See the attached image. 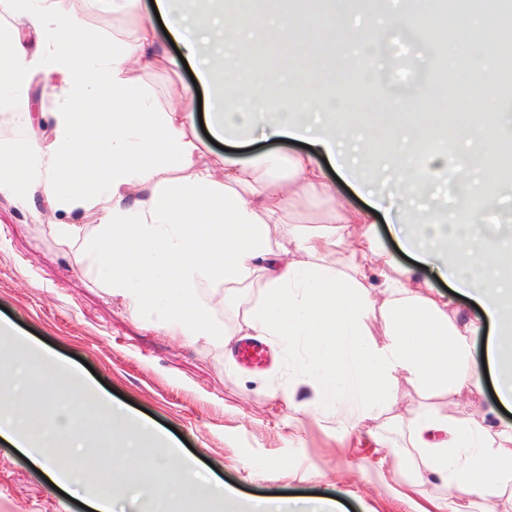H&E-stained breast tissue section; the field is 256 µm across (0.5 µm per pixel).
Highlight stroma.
Here are the masks:
<instances>
[{"mask_svg": "<svg viewBox=\"0 0 512 512\" xmlns=\"http://www.w3.org/2000/svg\"><path fill=\"white\" fill-rule=\"evenodd\" d=\"M389 37L398 52L438 74L461 68L469 56L447 50L433 62L422 42L406 32L393 30ZM53 110L52 95L35 79L28 116L1 114L0 139L23 137L33 120L50 124ZM360 110L368 140L378 137L380 123L401 121L409 110L421 113V134L440 120L426 101L404 104L383 85L364 98ZM45 209V203L23 207L0 194V321L73 367L134 420L168 432L201 471L235 489L241 501L322 497L335 500L337 512H424L434 505L440 512H477L451 498L445 483L424 475L421 458L407 446L403 421L422 410L451 420L478 418L480 410L498 403L493 376L484 377L479 393L425 394L398 380L389 411L342 430L335 410L303 408L311 392L299 376L295 352L271 343L262 362L243 359L247 310L259 289L237 291L217 311L230 345L174 338L156 318L109 296L91 274L73 266L52 231L60 217ZM372 233L408 270L412 287L448 294L435 269L399 250L387 224L377 222ZM85 427L88 466L107 469V448L121 432L92 410ZM91 498V488L83 487L76 499H67L0 440V512H85Z\"/></svg>", "mask_w": 512, "mask_h": 512, "instance_id": "stroma-1", "label": "stroma"}]
</instances>
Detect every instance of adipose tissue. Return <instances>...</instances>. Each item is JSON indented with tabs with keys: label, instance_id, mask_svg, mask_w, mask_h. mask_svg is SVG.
I'll use <instances>...</instances> for the list:
<instances>
[{
	"label": "adipose tissue",
	"instance_id": "1",
	"mask_svg": "<svg viewBox=\"0 0 512 512\" xmlns=\"http://www.w3.org/2000/svg\"><path fill=\"white\" fill-rule=\"evenodd\" d=\"M155 0L183 58L157 54V32L140 0H0V110H25L35 78L54 83L55 110L46 140L0 141V194L28 205L43 199L54 211L94 213V227L59 222L53 230L72 251L75 265L91 272L112 297L138 312L158 314L170 335L189 342H217L224 326L215 309L227 293L260 289L247 314L257 335L305 350L301 375L311 388L310 406L344 410L358 422L387 410L395 382L405 378L423 390H480L482 377L469 360L467 339L479 331L491 338L487 363L497 373L499 400L512 405V279L502 272L511 245L491 244L478 217L500 202V145L512 132L475 123L457 128L476 144L460 154L458 170L479 174V191L466 194L453 223L424 221L401 225V245L436 261L458 294L473 299L485 319L459 320L450 303L409 288L403 276L385 275L373 290L364 272L376 254L367 226L368 210L336 201L327 224L314 233L292 228L281 245L270 227L282 224L312 197L334 199L318 156L342 158L350 126L325 112L315 122L296 113L271 112L286 90L308 92L302 75L289 70L287 87L270 83L264 72L244 77L248 54L276 47L293 52L291 39L348 43L377 42L393 28L455 46L426 10L396 12L382 23L359 26L351 12L373 10V0H335L320 20L294 14L257 13V0ZM93 13L123 16L132 26L126 39L106 41L88 28ZM199 65L197 79L211 98L214 136L291 137L309 142L311 152L290 155L288 179L269 183L259 158L221 159L219 168H200L198 139L189 134L193 111L156 106L129 75L130 63L178 70L181 59ZM393 168L402 170L403 192L393 207L408 212L434 177L448 172V155L427 140L409 146L387 137ZM297 259L284 261L283 252ZM223 293L203 298L204 284ZM382 311L385 339L371 338L367 323ZM28 353L45 369L46 406L34 403L19 384L0 390V437L35 463L58 487L89 483L94 512H112L118 493L148 499L153 512L174 502L217 500L223 512H268L245 505L234 491L199 478L163 435L136 426L111 448L112 469L92 478L62 463L80 450L83 380L51 354L33 348L0 324V348ZM409 444L422 453L427 475L447 483L454 498L487 507L512 486V429H497L481 414L472 423H453L428 412L406 421Z\"/></svg>",
	"mask_w": 512,
	"mask_h": 512
}]
</instances>
